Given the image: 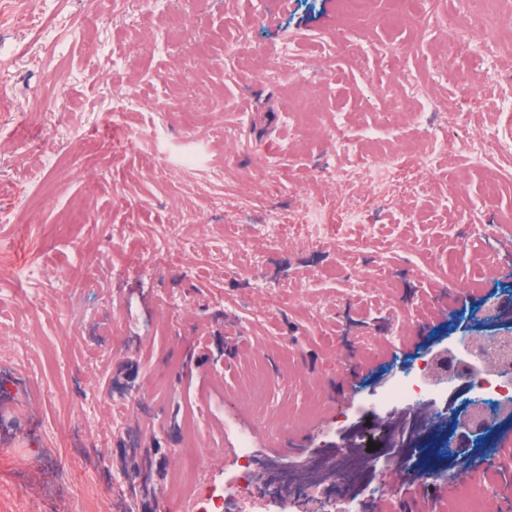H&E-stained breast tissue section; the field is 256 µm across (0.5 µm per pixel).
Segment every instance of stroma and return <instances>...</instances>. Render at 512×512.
Masks as SVG:
<instances>
[{
	"instance_id": "1",
	"label": "stroma",
	"mask_w": 512,
	"mask_h": 512,
	"mask_svg": "<svg viewBox=\"0 0 512 512\" xmlns=\"http://www.w3.org/2000/svg\"><path fill=\"white\" fill-rule=\"evenodd\" d=\"M86 9L0 0V512H200L244 465L280 512L399 369L512 325V184L487 195L477 161L423 154L486 130L512 149V0H371L349 28L341 0H120L83 30ZM453 38L467 56L447 58ZM125 84L139 99L116 121ZM59 101L81 125H50ZM404 150L425 168L407 194ZM198 151L223 184L187 169ZM316 224L372 245L337 264ZM146 451L147 481L128 467ZM189 453L199 495L169 496ZM496 475L512 481V419L449 512L496 501Z\"/></svg>"
}]
</instances>
